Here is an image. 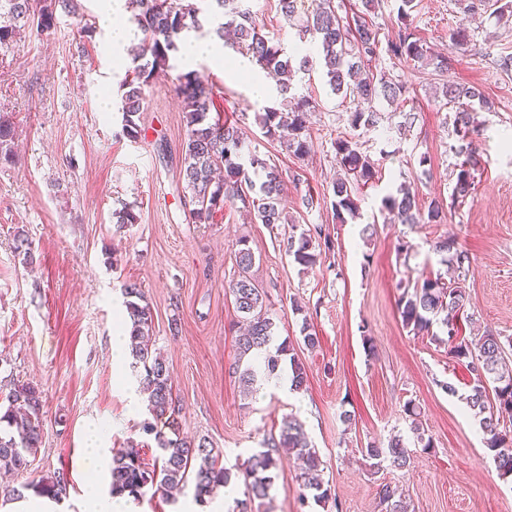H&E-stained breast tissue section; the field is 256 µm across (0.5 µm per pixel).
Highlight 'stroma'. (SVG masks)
Listing matches in <instances>:
<instances>
[{"instance_id":"obj_1","label":"stroma","mask_w":512,"mask_h":512,"mask_svg":"<svg viewBox=\"0 0 512 512\" xmlns=\"http://www.w3.org/2000/svg\"><path fill=\"white\" fill-rule=\"evenodd\" d=\"M80 4L77 14L58 13L54 31L28 30L0 49V115L18 135L12 161L0 162V385H38L44 403L36 457L26 471L0 475V489L60 471L69 483L61 508L80 512L85 478L77 462L92 423L112 448L138 443L154 463L156 443L143 430L147 414L129 415L112 364L121 288L131 282L152 310L153 344L180 408L177 427L207 438L236 475L224 512H236L245 490L239 473L264 439L278 435L287 414L303 423L318 450L331 496L322 503L303 497L299 466L286 457L269 499L252 502L251 512H383V483L402 490L410 512H512V480L499 476L464 402L472 381L465 363L447 344L408 333L398 312L402 285L445 273L435 244L451 237L469 257L464 314L475 328L512 339V74L496 64L512 54V18H500L495 0L475 15L461 0H415L414 32L447 57L448 68L439 72L381 51L380 69L407 92L393 103L377 101L381 119L372 127L351 128L359 101L334 93L314 61L294 80L296 92L315 105L307 122L310 150L301 158L265 134L257 118L262 102L230 66L193 62L212 87L220 117L240 128L245 152L277 167L288 217L284 224L254 223L237 200L212 223L195 224L183 179L182 104L170 77L145 87L142 136L128 140L116 108L126 70L115 66L103 30L85 32L98 19L97 0ZM250 5L264 34L294 53L295 31L278 0ZM459 26L472 52L450 42ZM446 82L479 86L492 103L474 112L475 191L459 204L451 201L458 157L455 109L440 96ZM409 112L414 120L406 129ZM340 137L353 138L377 170L356 193V217L343 224L332 208V185L342 174L334 149ZM400 187L421 203L438 200L446 223H391L381 201ZM125 206L139 221L120 229L112 212ZM368 224L374 231L366 236ZM317 228L331 248L306 270L283 240ZM19 235L34 247L33 265L14 250ZM243 239L278 336L298 339L306 321L319 337L318 347L298 352L306 390L281 393L265 385L247 400L231 373L239 315L229 284L238 276ZM404 241L405 252L398 248ZM410 405L431 448L416 441ZM345 411L352 423L342 421ZM395 436L409 450V465L386 463L372 472L363 448Z\"/></svg>"}]
</instances>
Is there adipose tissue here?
I'll use <instances>...</instances> for the list:
<instances>
[{"label": "adipose tissue", "mask_w": 512, "mask_h": 512, "mask_svg": "<svg viewBox=\"0 0 512 512\" xmlns=\"http://www.w3.org/2000/svg\"><path fill=\"white\" fill-rule=\"evenodd\" d=\"M98 13L112 56L121 59L125 45L135 36L134 30L122 21L125 0H98ZM88 440L81 458L85 488L80 512H137L133 497L109 493L101 484L102 476L112 465V450L99 426L89 427Z\"/></svg>", "instance_id": "obj_1"}]
</instances>
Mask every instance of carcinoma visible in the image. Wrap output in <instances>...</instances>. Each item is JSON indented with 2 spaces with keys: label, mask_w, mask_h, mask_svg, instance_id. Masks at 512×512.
Segmentation results:
<instances>
[{
  "label": "carcinoma",
  "mask_w": 512,
  "mask_h": 512,
  "mask_svg": "<svg viewBox=\"0 0 512 512\" xmlns=\"http://www.w3.org/2000/svg\"><path fill=\"white\" fill-rule=\"evenodd\" d=\"M130 21L142 34L139 47L131 50L130 77L121 84L122 94L118 111L122 113L123 133L136 139L141 128L135 117L142 112V89L161 71H175L174 56L180 52L181 42L191 33L224 40V29L231 28L236 36L233 49L262 69L277 77L280 106L268 107L259 115L265 133L276 137L287 150L300 158L308 153L307 114L313 109L306 96L293 93V80L298 72L310 70L308 57L296 59L278 44L272 43L261 32L255 15L245 5L246 0H127ZM312 8L305 0H279L282 15L295 22L296 35L302 43L318 46L321 60L331 89L344 97L356 98L367 104L351 115L354 127L374 126L381 120L372 103L385 99L394 102L406 93V87L389 81L378 72L379 33L369 24L365 14L341 16L334 0H312ZM413 0H400L398 6L397 37L389 45L392 56L403 61L432 65L434 69H447V59L435 54L432 47L416 37L411 28ZM74 14L79 0H0V48L21 38V31L36 28L40 32L53 29L57 24V10ZM174 91L181 99L186 130L182 143L184 155L183 177L190 192V219L194 224H209L224 204L239 199L247 201V192L257 186L249 172L261 171L265 175L258 197L250 200L255 218L262 224H286L280 202V180L276 167L267 160L252 156L244 163L243 141L239 128L211 116L214 109L212 87L197 72L176 71ZM442 96L449 103L462 100L477 101L489 106L483 92L475 86L448 84ZM473 127L471 113L463 108L455 115L457 146L455 153L464 157L456 174L452 199L461 203L469 197L475 181L471 173L473 162ZM15 128L0 116V160L13 157ZM338 162L345 176L333 183V210L336 218L345 221L343 213L355 214L358 205L354 194L357 187L371 181L375 168L370 158L362 154L357 144L348 139L334 142ZM381 210L399 224H439L445 218L438 201L423 206L416 196L398 190L381 201ZM323 240L315 243L309 234H289L286 252L304 268L317 265L321 253L331 248L328 236L316 231ZM236 254L238 278L229 286L236 311L246 322L245 331L237 336L238 358L232 373L238 376L244 398L253 395L258 374L277 375L280 364L288 360V381L295 391L306 388L308 374L297 356L295 347L283 339L277 341L275 323L267 315L265 292L250 275L255 256L246 242H240ZM446 254L443 262L455 269L457 277L445 280L440 276L425 277L413 290H404L399 301L403 326L415 336H431L438 343L446 342L450 352L459 360L467 361L474 381L466 402L473 416L479 420L487 448L500 477H512V432L501 426L504 418H512V365H507L505 344L500 337L485 331L468 339L462 335L458 314L466 299L465 282L469 267L468 256L453 238L436 245ZM124 306L129 319L131 367L141 392L146 396L147 410L157 421L169 419L176 413V401L169 369L160 353L153 349L150 331L152 310L136 284H124ZM440 325L444 336L433 332ZM43 415L42 391L32 383L16 385L0 399V470L23 471L30 457L38 453L42 444ZM144 430L154 435L159 450L158 462L149 464L141 457L140 449L130 444L113 453L111 490L114 494L127 492L136 499L147 493L165 494L188 481L194 483L196 499L203 501L217 487L231 481L232 473L219 462L220 451L204 437L187 440L167 435L157 425L145 423ZM289 448L302 461L301 482L305 490L313 491V499H328L330 490L318 479L321 461L305 436L302 423L288 415L282 419L279 437L264 442V448L254 452L242 472L248 493L253 500H263L274 483L281 464L279 449ZM364 456L378 467L387 460L397 468L409 465L408 449L400 438H393L382 448L370 443L362 449ZM67 478L55 473L33 480L19 488L7 490L8 495L21 497L28 491L37 497H49L57 502L66 496ZM379 501L385 512H408V505L389 483L381 485Z\"/></svg>",
  "instance_id": "1"
}]
</instances>
